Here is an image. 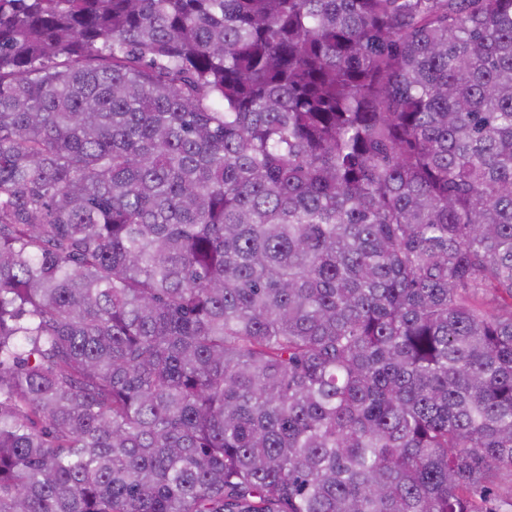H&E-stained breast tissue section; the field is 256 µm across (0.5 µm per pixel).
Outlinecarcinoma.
I'll return each mask as SVG.
<instances>
[{
	"label": "carcinoma",
	"mask_w": 512,
	"mask_h": 512,
	"mask_svg": "<svg viewBox=\"0 0 512 512\" xmlns=\"http://www.w3.org/2000/svg\"><path fill=\"white\" fill-rule=\"evenodd\" d=\"M512 0H0V512H500Z\"/></svg>",
	"instance_id": "carcinoma-1"
}]
</instances>
